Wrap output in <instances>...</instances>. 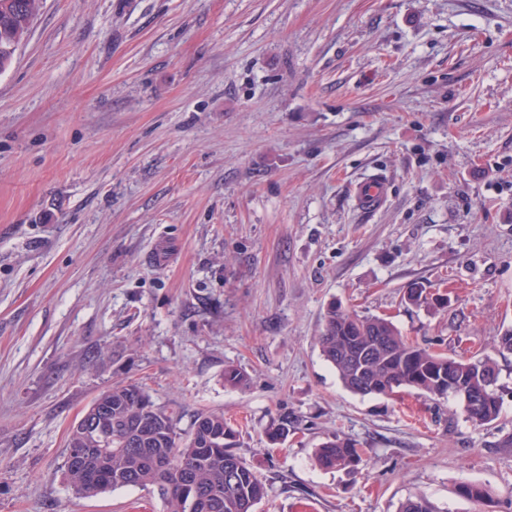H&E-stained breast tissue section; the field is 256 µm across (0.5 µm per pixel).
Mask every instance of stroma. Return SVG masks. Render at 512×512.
I'll use <instances>...</instances> for the list:
<instances>
[{
    "label": "stroma",
    "mask_w": 512,
    "mask_h": 512,
    "mask_svg": "<svg viewBox=\"0 0 512 512\" xmlns=\"http://www.w3.org/2000/svg\"><path fill=\"white\" fill-rule=\"evenodd\" d=\"M334 304L491 357L500 417L346 390L315 341ZM508 327L512 0H43L0 73V512H164L67 485L71 426L128 379L180 431L223 412L256 512H512ZM336 434L359 471L314 463ZM356 202L366 208H376L386 199V182L380 178L364 179L352 187Z\"/></svg>",
    "instance_id": "1"
}]
</instances>
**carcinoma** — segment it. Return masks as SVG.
Returning <instances> with one entry per match:
<instances>
[{"instance_id": "cac0c4a2", "label": "carcinoma", "mask_w": 512, "mask_h": 512, "mask_svg": "<svg viewBox=\"0 0 512 512\" xmlns=\"http://www.w3.org/2000/svg\"><path fill=\"white\" fill-rule=\"evenodd\" d=\"M43 0H0V71L12 62L16 47L27 37ZM320 351L349 391L360 396L391 395L414 390L430 399L453 396L451 385L462 386L468 400H458L464 418L478 426L496 421L501 411L498 368L488 356L473 354L450 358L405 338L392 321L364 316L332 306L324 316L317 337ZM247 375L234 366L224 369V384L243 388ZM94 403L108 409L105 424L112 439L102 443L72 426L67 451L103 448L105 460L87 467L66 460V476L72 490L82 497H95L121 488L152 489L166 512H255L267 489L257 472L239 456L238 432L224 413L197 415L189 430L177 431L174 413L159 406L135 381L117 383L101 392ZM296 430L288 416L280 417L266 430L278 443ZM363 450L356 440L333 436L315 451L316 463L324 469H359ZM168 458L172 470L163 477L157 461ZM458 494L480 502L488 491L481 484H463ZM399 512H439L422 494L408 497Z\"/></svg>"}]
</instances>
